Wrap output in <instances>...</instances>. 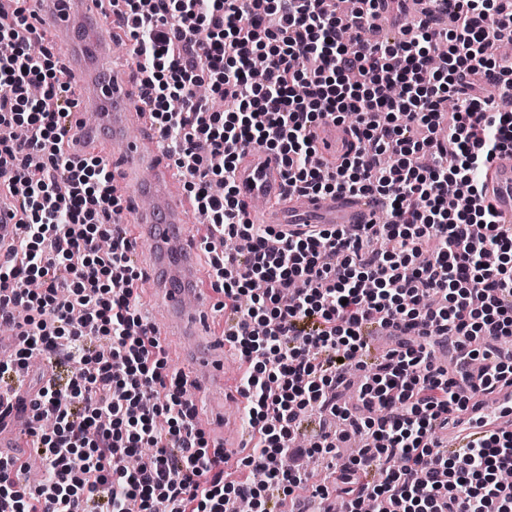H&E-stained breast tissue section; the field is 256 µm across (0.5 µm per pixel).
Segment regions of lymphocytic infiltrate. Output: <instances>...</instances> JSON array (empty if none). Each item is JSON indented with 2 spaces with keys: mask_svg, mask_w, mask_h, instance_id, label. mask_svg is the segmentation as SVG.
Returning <instances> with one entry per match:
<instances>
[{
  "mask_svg": "<svg viewBox=\"0 0 512 512\" xmlns=\"http://www.w3.org/2000/svg\"><path fill=\"white\" fill-rule=\"evenodd\" d=\"M108 0L118 5L140 95L162 151L206 215L209 278L235 321L224 336L246 362L237 389L258 436L224 477L186 375L142 315L143 273L103 158L62 144L74 89L52 48L31 52L25 7L0 21V186L26 217L14 260L0 264V324L21 343L0 358V385L30 360L66 358L67 389L38 386L35 486L28 464L0 458V512H268L273 499L345 500L347 512H512V432L460 451L435 431L476 396L512 385V225L483 194L487 163L512 151V61L486 53L512 38V0H437L390 41L365 39L389 0ZM207 84L218 111L196 94ZM501 86L498 100L485 86ZM460 103L447 113L449 96ZM355 115L352 149L319 163L312 128ZM260 147L280 156L289 192L377 197L388 218L360 228L279 236L243 219L233 173ZM395 345L370 356L371 326ZM456 356L455 371L433 348ZM358 381H351V374ZM347 421L371 445L311 486L304 461L332 453L329 435L294 445L309 408Z\"/></svg>",
  "mask_w": 512,
  "mask_h": 512,
  "instance_id": "obj_1",
  "label": "lymphocytic infiltrate"
}]
</instances>
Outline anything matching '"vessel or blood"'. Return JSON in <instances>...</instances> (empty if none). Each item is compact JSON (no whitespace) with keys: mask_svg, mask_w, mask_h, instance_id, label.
Wrapping results in <instances>:
<instances>
[{"mask_svg":"<svg viewBox=\"0 0 512 512\" xmlns=\"http://www.w3.org/2000/svg\"><path fill=\"white\" fill-rule=\"evenodd\" d=\"M32 13L37 31L52 35L68 49L67 78L78 90L73 125H85L87 115H94L97 125L110 130L111 143L122 156L112 172V184L124 199L133 202V238L150 246L151 265L144 280L163 312L156 332L191 339L184 352L191 369L189 382L206 393L214 416L223 417L225 408L238 403L240 396L225 384V344L210 333L211 300L200 286L193 234L184 215L188 202L173 191L176 172L169 159L159 153L156 141L130 131L134 122L149 125V116L140 110L138 92L128 89L112 72V43L103 34L105 20L97 0H34ZM315 141L320 159L331 164L344 156L349 137L343 125L327 119L316 127ZM146 169L152 170L151 179L142 178ZM235 182L244 205L264 201L263 210L256 215L258 223L285 233L336 224H368L377 210L375 200L368 195L288 193L280 157L262 149L244 154L235 170ZM485 192L502 223L511 224L512 154H499L488 163ZM23 231L21 212L10 196L1 195L0 259L10 253ZM493 405L491 413L485 407L472 406L460 415L457 424L446 432L451 449L465 447L489 430L512 429V386L498 389ZM0 408L7 412L0 421V447H23L32 419L25 391L18 388L1 396Z\"/></svg>","mask_w":512,"mask_h":512,"instance_id":"vessel-or-blood-1","label":"vessel or blood"}]
</instances>
